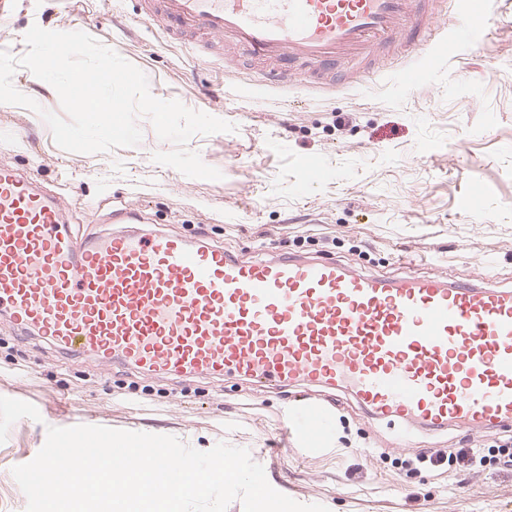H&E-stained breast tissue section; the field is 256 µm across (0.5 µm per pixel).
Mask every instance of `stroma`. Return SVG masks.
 Returning <instances> with one entry per match:
<instances>
[{"mask_svg":"<svg viewBox=\"0 0 512 512\" xmlns=\"http://www.w3.org/2000/svg\"><path fill=\"white\" fill-rule=\"evenodd\" d=\"M481 39L461 44L419 84L400 80L403 59L343 91L297 85L258 88L245 50L202 62L184 42L138 19L132 0H14L0 10V50L21 57L32 26L83 31L138 67L151 94L236 124L233 133L187 143L221 180L190 178L157 164L172 150L146 118L140 145L106 153L58 147L39 112L0 103V164L79 206L72 231L112 228L109 194L141 203L150 228L223 244L245 258L303 255L397 277L442 271L465 283L512 284V0H487ZM325 175L307 181V163ZM100 377L84 359L52 355L20 339L0 315V512H25L12 475L31 461L47 427L96 425L171 435L198 450L247 449L269 484L329 512H512V472L447 466L414 470L415 452L464 448L468 433L412 431L392 448V430L337 394L320 449L285 436L296 388L262 391L228 379Z\"/></svg>","mask_w":512,"mask_h":512,"instance_id":"stroma-1","label":"stroma"}]
</instances>
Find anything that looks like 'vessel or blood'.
I'll return each mask as SVG.
<instances>
[{"label": "vessel or blood", "instance_id": "obj_1", "mask_svg": "<svg viewBox=\"0 0 512 512\" xmlns=\"http://www.w3.org/2000/svg\"><path fill=\"white\" fill-rule=\"evenodd\" d=\"M138 17L173 35L247 46L269 62L264 79L349 87L389 49L406 48L415 82L428 65L423 35L444 28L439 0H135ZM462 21L434 52L480 36V0H448ZM75 201L40 192L0 166V312L22 336L88 360L255 384L349 392L372 419L475 434L512 425V287L461 284L446 274L396 278L333 260H242L222 246L132 227L75 236ZM329 412L301 405L288 420L320 446Z\"/></svg>", "mask_w": 512, "mask_h": 512}]
</instances>
